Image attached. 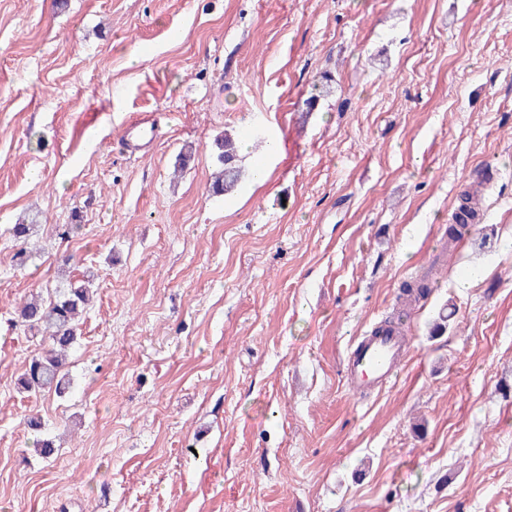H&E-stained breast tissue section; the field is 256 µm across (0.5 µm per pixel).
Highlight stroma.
I'll return each mask as SVG.
<instances>
[{"mask_svg": "<svg viewBox=\"0 0 512 512\" xmlns=\"http://www.w3.org/2000/svg\"><path fill=\"white\" fill-rule=\"evenodd\" d=\"M227 132L268 179L225 197ZM66 256L96 276L72 387L25 393L16 310ZM0 512H512V0H0ZM404 351V339L394 333L361 340L346 359L345 373L355 394L388 383Z\"/></svg>", "mask_w": 512, "mask_h": 512, "instance_id": "35a3bbf8", "label": "stroma"}]
</instances>
